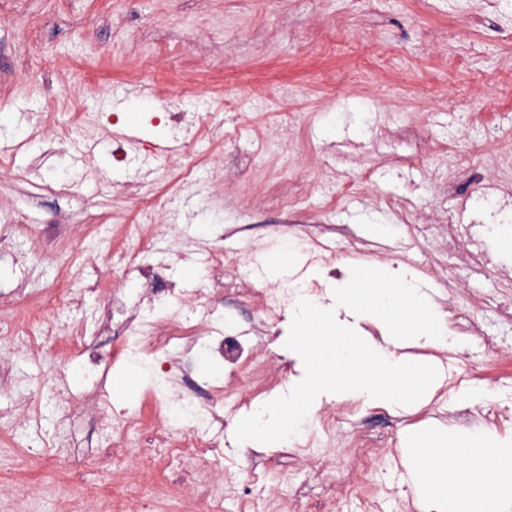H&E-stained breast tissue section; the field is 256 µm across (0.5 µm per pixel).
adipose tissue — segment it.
<instances>
[{"mask_svg":"<svg viewBox=\"0 0 512 512\" xmlns=\"http://www.w3.org/2000/svg\"><path fill=\"white\" fill-rule=\"evenodd\" d=\"M433 512H512V447L477 439L420 443L412 474Z\"/></svg>","mask_w":512,"mask_h":512,"instance_id":"1","label":"adipose tissue"}]
</instances>
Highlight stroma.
Returning a JSON list of instances; mask_svg holds the SVG:
<instances>
[{
    "instance_id": "obj_1",
    "label": "stroma",
    "mask_w": 512,
    "mask_h": 512,
    "mask_svg": "<svg viewBox=\"0 0 512 512\" xmlns=\"http://www.w3.org/2000/svg\"><path fill=\"white\" fill-rule=\"evenodd\" d=\"M512 0H0V225L22 224L41 256L20 278L11 236L0 239V291L34 302L54 287L81 290L83 305L62 310L61 340L28 348L11 343L16 321L0 322V512H137L121 492L140 482L168 488L157 512H202L221 465L189 460L139 468L137 450L106 429L90 399L97 386L113 411H151V382L121 356L123 325H100L116 286L112 253L137 252L124 232L150 225L165 253L188 252L157 288H125L128 308L158 302L178 310L186 291L233 280L221 330L248 340L255 364H219L197 350L166 354L153 371L197 384L195 403L224 389V454L235 463L223 512L261 494L265 467L281 481L300 478L294 512H317L328 478L280 448H250L235 438L249 408H234L254 370L290 390L302 371L282 339L288 320L264 321L249 293L279 289L265 269L280 241L321 242L350 257L330 264L300 251L296 276L309 270L342 278L354 265H388L422 276L433 305L456 310L455 348L412 347L435 367L439 385L409 405L322 401L336 418L326 455L351 462L363 438L390 461L380 479L394 488L379 512H426L411 483L413 438L479 435L512 442V421L457 420L494 403L512 386V347L488 350L490 336L512 334V262L484 239L496 268L475 271L467 244L440 223L444 209L483 197L512 196V99L497 83L512 66ZM156 97L139 109L135 90ZM137 129L140 146L124 136ZM176 142L171 154L154 143ZM98 141L88 155L83 146ZM210 249L241 253L213 266ZM81 330L87 349L68 344ZM481 387L485 398H476Z\"/></svg>"
}]
</instances>
